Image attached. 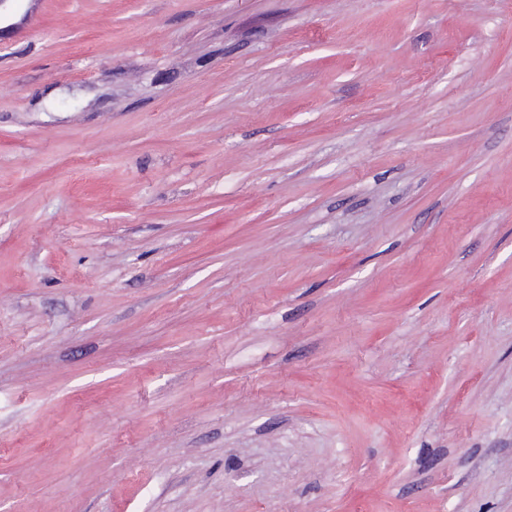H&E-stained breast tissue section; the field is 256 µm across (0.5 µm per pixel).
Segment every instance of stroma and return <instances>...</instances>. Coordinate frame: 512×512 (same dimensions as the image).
Returning a JSON list of instances; mask_svg holds the SVG:
<instances>
[{
  "label": "stroma",
  "mask_w": 512,
  "mask_h": 512,
  "mask_svg": "<svg viewBox=\"0 0 512 512\" xmlns=\"http://www.w3.org/2000/svg\"><path fill=\"white\" fill-rule=\"evenodd\" d=\"M0 0V512H512V0Z\"/></svg>",
  "instance_id": "1"
}]
</instances>
